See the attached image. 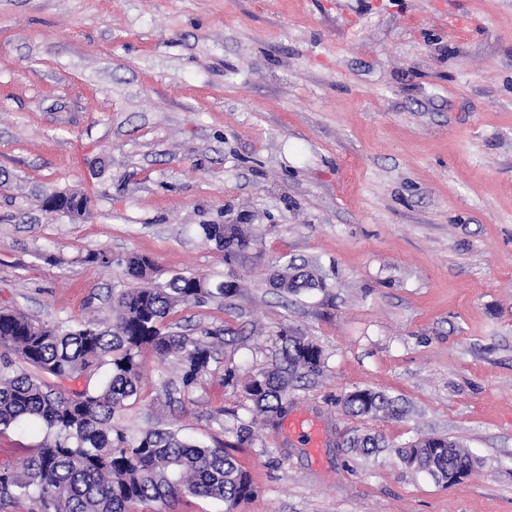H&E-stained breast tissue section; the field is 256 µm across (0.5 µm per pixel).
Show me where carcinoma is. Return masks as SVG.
I'll list each match as a JSON object with an SVG mask.
<instances>
[{"label":"carcinoma","instance_id":"obj_1","mask_svg":"<svg viewBox=\"0 0 512 512\" xmlns=\"http://www.w3.org/2000/svg\"><path fill=\"white\" fill-rule=\"evenodd\" d=\"M201 229L226 259L254 242L238 224H203ZM81 262L106 269L114 259L99 250ZM122 263L131 279L145 278L153 268L149 258L137 254ZM277 284L290 293L325 287L305 263L289 264ZM238 288L235 279L213 284L200 275H176L152 288H124L112 295V319L103 326H49L1 309L0 433L34 423L43 441L16 460L0 463V505L28 501L34 512H133L147 502L172 508L194 497L221 501L224 512H235L254 497L250 474L231 453L254 444L249 426L227 428L232 440L201 446L172 430L134 434L121 421L129 401L139 397L146 351L176 364L177 381L163 384L166 396L203 383L224 330L193 337L174 330L168 318L180 305L230 297ZM278 339L283 365L243 383L236 366L224 367V383L241 386L244 398L261 414L284 412L289 377L316 373L323 361L322 350L303 336L283 331ZM104 366L107 378L95 387H65L67 382H90ZM343 408L352 416L397 412L393 400L368 389L347 394ZM350 445L368 455L377 440L356 435ZM396 454L437 483L446 482L450 472L469 474L476 464L460 443L446 437L417 438L398 446Z\"/></svg>","mask_w":512,"mask_h":512}]
</instances>
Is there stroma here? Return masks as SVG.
Segmentation results:
<instances>
[{
	"instance_id": "obj_1",
	"label": "stroma",
	"mask_w": 512,
	"mask_h": 512,
	"mask_svg": "<svg viewBox=\"0 0 512 512\" xmlns=\"http://www.w3.org/2000/svg\"><path fill=\"white\" fill-rule=\"evenodd\" d=\"M54 192L89 212L46 210ZM205 224L258 240L228 262ZM97 250L115 265L82 263ZM131 253L150 286L240 283L169 317L223 330L204 384L168 403L177 369L145 354L128 410L208 445L249 425L257 493L237 512H512V0H0V308L107 321ZM293 261L327 288H276ZM283 330L324 363L269 419L224 366L270 369ZM364 388L398 414H345ZM297 415L318 454L286 431ZM357 434L387 446L356 454ZM431 436L474 472L400 463L394 446Z\"/></svg>"
}]
</instances>
